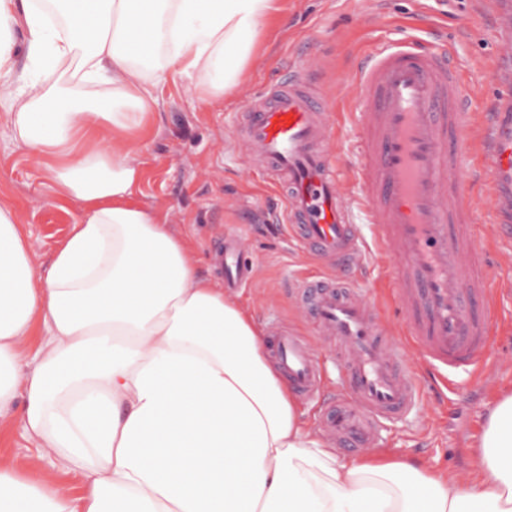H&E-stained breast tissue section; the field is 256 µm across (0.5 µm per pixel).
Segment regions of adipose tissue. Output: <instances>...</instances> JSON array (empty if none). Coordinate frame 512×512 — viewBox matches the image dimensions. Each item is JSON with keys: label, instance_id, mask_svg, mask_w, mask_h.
Listing matches in <instances>:
<instances>
[{"label": "adipose tissue", "instance_id": "1", "mask_svg": "<svg viewBox=\"0 0 512 512\" xmlns=\"http://www.w3.org/2000/svg\"><path fill=\"white\" fill-rule=\"evenodd\" d=\"M278 2L0 0V113L76 206L38 269L0 204V417L24 398L41 457L83 478L75 494L0 462V512H512V394L485 424L478 479L342 458L303 422L247 309L135 201L133 137L159 88L176 76L223 98Z\"/></svg>", "mask_w": 512, "mask_h": 512}]
</instances>
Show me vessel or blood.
I'll use <instances>...</instances> for the list:
<instances>
[{"label": "vessel or blood", "instance_id": "1", "mask_svg": "<svg viewBox=\"0 0 512 512\" xmlns=\"http://www.w3.org/2000/svg\"><path fill=\"white\" fill-rule=\"evenodd\" d=\"M444 42L374 51L355 78L362 115L358 176L367 221L396 262L407 344L389 336L376 304L355 288L358 260L349 213L338 195L334 160L322 149L327 124L304 76L271 87L241 116L240 131L270 174L287 188V215L303 250L329 275L300 285L297 304L314 333L336 351L344 383L320 425L340 448L365 453L379 421L401 418L416 399L405 358L422 359L440 381L478 372L491 338L495 296L473 221L481 207L455 159L466 150L462 84ZM479 151L512 164V143L487 124ZM272 356L291 389L321 386L311 343L279 327Z\"/></svg>", "mask_w": 512, "mask_h": 512}]
</instances>
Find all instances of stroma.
<instances>
[{
    "label": "stroma",
    "instance_id": "obj_1",
    "mask_svg": "<svg viewBox=\"0 0 512 512\" xmlns=\"http://www.w3.org/2000/svg\"><path fill=\"white\" fill-rule=\"evenodd\" d=\"M512 0H281L275 21L278 37L252 57L247 79L223 99L203 103L187 83L167 84L157 112L136 138L144 179L136 200L159 211L184 241L200 275L222 282L213 252L235 239L252 265L246 287L233 291L263 329L284 324L311 336L312 326L294 301L298 281L323 273L318 259L303 253L290 236L284 188L266 175L249 154L238 117L261 89L275 84L289 64L312 74L318 105L330 134L324 151L335 158L338 191L363 235L366 259L353 282L378 304L382 320L397 341H404L395 293L393 263L375 244L365 223L362 188L356 170L362 90L354 80L361 59L383 43L400 40L414 29L428 28L452 44L475 119L468 135L477 138L478 119L494 113L503 136L512 135V88L502 76L512 69V41L505 40L502 20ZM460 173L471 193L493 201L498 223L478 212L476 231L495 239L498 227L512 225V171L501 170L497 182L486 179L481 159L462 163ZM11 204L27 234V254L35 267L45 266L66 238L74 204L58 201L46 186L43 169L28 151L13 143L0 127V200ZM497 299L493 340L487 351L491 369L474 377L453 375L449 395L435 388L431 371L418 365L419 392L402 419L380 424L374 451L392 460H415L427 468L476 479L477 445L489 412L499 397L512 392V250L492 246L484 255ZM325 370L320 391L298 400L304 422L317 427L336 392V358L320 348ZM23 401L0 418V461L10 462L29 480L67 484L80 491L78 476L39 459L22 436Z\"/></svg>",
    "mask_w": 512,
    "mask_h": 512
}]
</instances>
